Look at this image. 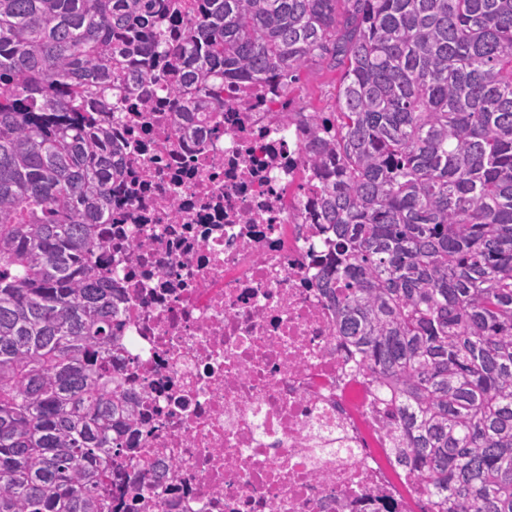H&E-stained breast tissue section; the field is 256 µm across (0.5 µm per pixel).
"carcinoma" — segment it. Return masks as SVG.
Returning <instances> with one entry per match:
<instances>
[{
    "label": "carcinoma",
    "instance_id": "carcinoma-1",
    "mask_svg": "<svg viewBox=\"0 0 512 512\" xmlns=\"http://www.w3.org/2000/svg\"><path fill=\"white\" fill-rule=\"evenodd\" d=\"M310 62L342 71L308 163L336 333L393 396L398 462L439 512H512V0H0V512H103L132 411L95 225L115 167L92 98ZM191 17H183L178 25L168 32L169 59L176 66H180L179 49L183 44L186 29L192 24Z\"/></svg>",
    "mask_w": 512,
    "mask_h": 512
}]
</instances>
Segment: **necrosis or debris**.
I'll return each mask as SVG.
<instances>
[{
    "label": "necrosis or debris",
    "instance_id": "necrosis-or-debris-1",
    "mask_svg": "<svg viewBox=\"0 0 512 512\" xmlns=\"http://www.w3.org/2000/svg\"><path fill=\"white\" fill-rule=\"evenodd\" d=\"M164 84L114 105L99 278L133 418L104 512H437L398 467L396 405L336 334L317 170L292 102L230 85L182 129Z\"/></svg>",
    "mask_w": 512,
    "mask_h": 512
}]
</instances>
